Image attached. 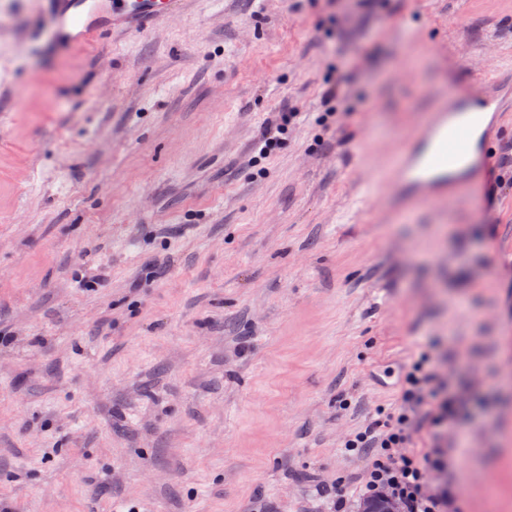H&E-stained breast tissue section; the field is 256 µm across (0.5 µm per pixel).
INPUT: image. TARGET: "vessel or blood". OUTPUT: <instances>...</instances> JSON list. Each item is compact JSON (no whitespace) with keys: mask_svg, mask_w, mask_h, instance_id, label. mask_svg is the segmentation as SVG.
<instances>
[{"mask_svg":"<svg viewBox=\"0 0 512 512\" xmlns=\"http://www.w3.org/2000/svg\"><path fill=\"white\" fill-rule=\"evenodd\" d=\"M67 43L93 47L116 29L135 31L150 21L178 13L181 0H45ZM499 75H473V93L448 98L395 162L388 187H410L413 196L450 195L473 162L489 163L486 114L512 111V99L498 90Z\"/></svg>","mask_w":512,"mask_h":512,"instance_id":"1","label":"vessel or blood"}]
</instances>
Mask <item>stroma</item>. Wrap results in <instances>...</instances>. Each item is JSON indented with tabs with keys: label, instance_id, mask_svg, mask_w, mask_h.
<instances>
[{
	"label": "stroma",
	"instance_id": "35a3bbf8",
	"mask_svg": "<svg viewBox=\"0 0 512 512\" xmlns=\"http://www.w3.org/2000/svg\"><path fill=\"white\" fill-rule=\"evenodd\" d=\"M52 26L0 0V499L360 512L345 442L428 350L463 401L413 437L429 488L512 512V112L450 197L363 184L475 68L512 79V0H183L89 50Z\"/></svg>",
	"mask_w": 512,
	"mask_h": 512
}]
</instances>
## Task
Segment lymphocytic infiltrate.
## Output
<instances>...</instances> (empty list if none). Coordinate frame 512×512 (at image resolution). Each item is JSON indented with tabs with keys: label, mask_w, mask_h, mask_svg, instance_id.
<instances>
[{
	"label": "lymphocytic infiltrate",
	"mask_w": 512,
	"mask_h": 512,
	"mask_svg": "<svg viewBox=\"0 0 512 512\" xmlns=\"http://www.w3.org/2000/svg\"><path fill=\"white\" fill-rule=\"evenodd\" d=\"M399 411L371 421L364 431L347 441L348 449L365 450L371 468L364 484L371 497L384 496L398 503L403 512H438L447 504V491L428 492L429 470L443 469L438 451L424 456L395 457L394 451L412 441L423 424L441 427L458 422L456 399L447 384L438 382L429 354H422L403 375Z\"/></svg>",
	"instance_id": "obj_1"
}]
</instances>
